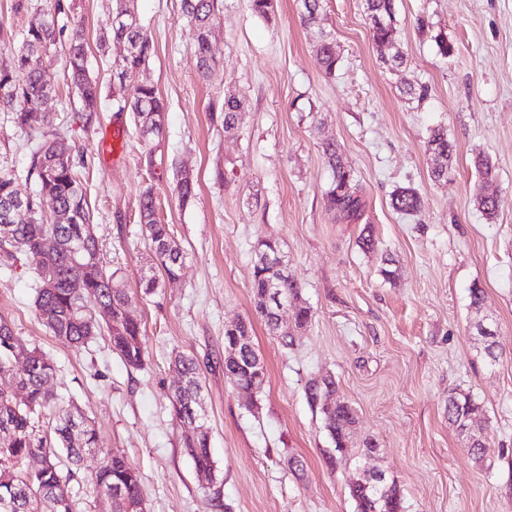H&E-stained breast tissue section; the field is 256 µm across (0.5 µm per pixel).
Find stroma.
<instances>
[{
    "mask_svg": "<svg viewBox=\"0 0 512 512\" xmlns=\"http://www.w3.org/2000/svg\"><path fill=\"white\" fill-rule=\"evenodd\" d=\"M63 3L57 21L82 26L102 110L83 127L58 49L44 109L84 155L96 235L134 298L144 366L129 368L103 336L78 350L53 336L36 313L37 275L26 256L0 266V317L57 366L59 395L94 424L99 449L86 455L82 477L110 450L139 472L146 512H354L356 473L332 463L323 415L307 396L309 381L328 375L356 411L354 446L376 441L374 465L398 483L405 512H512V0H395L405 62L394 71L372 39L363 0H325L320 30L301 24L299 0H276L267 19L249 0H218L221 59L205 81L182 0H135L155 52L129 82L154 85L167 107L162 137L149 141L113 99L112 0ZM47 7L0 0V54L18 48ZM322 32L339 56L330 77L316 53ZM441 38L452 55L440 53ZM418 84L428 88L423 99L403 95ZM230 89L247 98L232 136L210 112ZM437 125L454 155L436 182L425 142ZM328 139L340 144L363 197L350 223L324 205ZM33 144L1 111L0 170L15 174L23 197L37 189ZM480 155L497 168L491 218L476 201ZM184 171L196 184L185 204L174 193ZM149 186L184 260L176 281L147 294L139 281L153 272L152 254L139 201ZM404 187L423 198L416 215L392 205ZM367 230L370 251L359 246ZM264 240L279 245L313 313L287 345L255 317L252 269ZM475 286L484 292L477 311ZM239 320L251 322L267 370L249 399L224 373V327ZM479 321L496 333V362L475 334ZM178 354L201 365L216 475L209 485L181 447L186 430L171 405ZM453 389L484 409L485 465L471 460L448 421Z\"/></svg>",
    "mask_w": 512,
    "mask_h": 512,
    "instance_id": "stroma-1",
    "label": "stroma"
}]
</instances>
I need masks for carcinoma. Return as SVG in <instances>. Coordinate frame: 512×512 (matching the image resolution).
Here are the masks:
<instances>
[{
  "instance_id": "carcinoma-1",
  "label": "carcinoma",
  "mask_w": 512,
  "mask_h": 512,
  "mask_svg": "<svg viewBox=\"0 0 512 512\" xmlns=\"http://www.w3.org/2000/svg\"><path fill=\"white\" fill-rule=\"evenodd\" d=\"M182 5L184 15L196 29L198 77L206 80L219 60V51L212 42L217 0H182ZM301 5V23L306 27L320 26L322 0H301ZM364 6L373 41L379 45L396 42L395 0H364ZM62 9L61 0H54V8L44 12L41 22L27 30L22 45L0 60V110L13 113L16 126L42 136L32 152L31 169L36 173L39 192L25 198L29 219L21 222L9 217L17 199L15 179L9 173L0 174V224L10 225L9 236H0V261L9 266L24 255L35 263L38 283L53 282L51 288L36 287L34 297L36 313L53 336L78 350L105 330L112 351L127 366L139 369L143 366L146 338L140 323L126 314L132 295L117 272L102 263L99 241L93 230V213L74 159V147L53 128L49 113L41 109L43 101L53 92L45 77L50 51L60 45L68 78L79 101L83 126L94 125L100 112V88L89 76L83 32L74 28L67 34L58 26L55 16ZM111 38L117 50L113 72L117 77L141 69L154 54V42L140 23L112 25ZM316 51L325 75H332L338 63L336 44L323 34L316 43ZM244 104L237 94L228 92L223 101L211 105L212 116L222 122L224 133H236ZM117 107L121 112L131 113L139 135H144L143 127L147 123L153 128L150 137L162 134L166 106L154 86L146 83L122 89ZM452 151L445 128L436 126L429 130L426 152L433 160V179L440 181L448 176ZM322 155L331 171L324 190L327 209L340 220L359 219L363 201L354 170L332 140L322 143ZM42 196L56 201L61 221L50 223L39 213ZM393 201L395 208L406 215L420 212L423 206L422 197L411 188L397 191ZM139 212L143 237L157 269L162 276L176 279L183 263V251L170 225L162 223L157 216L156 198L150 187L140 196ZM48 235L57 241L51 251L42 247ZM268 278L267 268L255 260L252 290L261 293ZM278 288L282 298L301 300V288L292 277L280 278ZM89 299L109 308V318L88 308ZM254 310L270 335L288 342L263 303L256 302ZM19 345L20 338L7 320L0 317V376H7L10 382L9 387H0V504H9V509L0 507V512H75V494L70 483L80 470L84 455L96 449V430L80 410L61 405L53 390L57 369L40 349L33 347L27 350L25 362H14L13 350ZM173 365L184 374L185 384L180 393L172 396V407L177 419L190 423L204 415L200 363L193 357L179 355ZM307 392L310 401L318 405L323 398L334 396L336 385L331 380L320 383L313 379ZM483 416V407L472 394L461 390L448 393V420L458 432H466L469 424ZM355 418L354 408L338 400L335 416H324V422L335 459L358 466L375 452L376 444L367 441L358 454L347 459L340 456ZM182 447L196 475L208 476L214 471L207 436H200L195 444L185 437ZM63 457L68 463L65 468L61 467ZM92 484L97 492L120 489L113 512H128L144 502L140 475L121 453L107 455ZM350 497L355 512H364L363 507L368 504L374 505L376 512H403L404 509L395 482L383 496L371 486L359 484L350 488Z\"/></svg>"
}]
</instances>
